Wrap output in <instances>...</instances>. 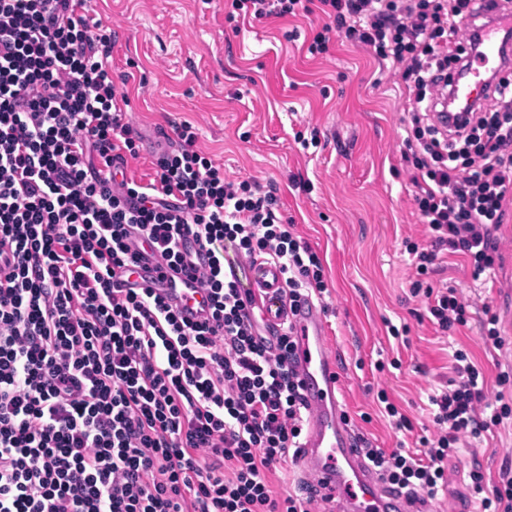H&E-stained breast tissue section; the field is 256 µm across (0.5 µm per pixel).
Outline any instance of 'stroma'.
<instances>
[{"mask_svg":"<svg viewBox=\"0 0 512 512\" xmlns=\"http://www.w3.org/2000/svg\"><path fill=\"white\" fill-rule=\"evenodd\" d=\"M225 0H87L85 13L112 30V74L123 80L139 155L128 172L146 182L162 149L156 128L190 123L197 146L227 177L275 189L281 211L325 267L328 343L340 357V398L351 428L373 448L417 452L434 431L430 395L453 378L454 349L482 369L488 397L512 364V207L500 227L501 259L474 276L461 256L429 275L457 289L466 326L440 334L424 298L412 297L406 242L429 238L402 158L410 106L390 63L366 46L333 39L307 51L323 25L317 15L225 18ZM316 134L302 146L296 133ZM499 317L501 345L481 337L487 312ZM387 394L410 420L396 429L380 412ZM512 469V422L490 427L481 443L448 460V485L435 512H481L472 470L487 482Z\"/></svg>","mask_w":512,"mask_h":512,"instance_id":"obj_1","label":"stroma"}]
</instances>
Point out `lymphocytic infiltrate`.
I'll return each instance as SVG.
<instances>
[{
  "mask_svg": "<svg viewBox=\"0 0 512 512\" xmlns=\"http://www.w3.org/2000/svg\"><path fill=\"white\" fill-rule=\"evenodd\" d=\"M85 0H0V512H313L315 495L276 498L271 478L297 450L307 411L295 340L269 342L243 280L225 263L276 267L289 303L323 299L318 253L252 179H226L190 123L146 183L128 102L112 78V30ZM319 14L308 47L333 37L398 67L412 107L402 158L429 247L410 245L413 294L441 332L467 323L453 288L421 278L445 254L494 270L512 205V82L500 79L456 120L441 84L480 54L457 21L473 0H231L227 19ZM206 251L208 266L195 264ZM150 258L154 287L118 280ZM199 279L209 312L184 319L167 272ZM422 453L366 449L389 490L428 504L469 439L512 417L486 396L465 350Z\"/></svg>",
  "mask_w": 512,
  "mask_h": 512,
  "instance_id": "obj_1",
  "label": "lymphocytic infiltrate"
}]
</instances>
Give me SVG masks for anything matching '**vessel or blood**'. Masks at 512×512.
Here are the masks:
<instances>
[{
    "label": "vessel or blood",
    "instance_id": "obj_1",
    "mask_svg": "<svg viewBox=\"0 0 512 512\" xmlns=\"http://www.w3.org/2000/svg\"><path fill=\"white\" fill-rule=\"evenodd\" d=\"M483 52L467 80L455 89L458 98L476 97L485 85V70L502 56L495 27L481 33ZM270 267H263L254 281L260 289V304L269 324V336L292 327L297 340L296 371L310 412L300 448L304 471L321 482L324 491L337 498L340 512H417L405 497L392 495L381 486L377 472L369 465L354 433L344 419L339 399L337 362L326 342V321L322 306L303 304L296 315L281 312V302L268 290ZM165 294L183 317L197 319L205 307L206 291L199 281L181 276Z\"/></svg>",
    "mask_w": 512,
    "mask_h": 512
}]
</instances>
